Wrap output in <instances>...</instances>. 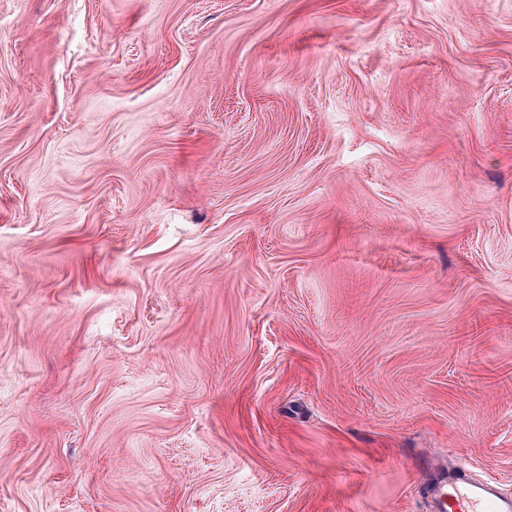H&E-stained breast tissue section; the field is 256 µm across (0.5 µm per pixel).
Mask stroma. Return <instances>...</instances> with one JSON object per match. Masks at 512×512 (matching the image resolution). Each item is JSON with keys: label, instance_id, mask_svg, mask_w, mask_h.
<instances>
[{"label": "stroma", "instance_id": "stroma-1", "mask_svg": "<svg viewBox=\"0 0 512 512\" xmlns=\"http://www.w3.org/2000/svg\"><path fill=\"white\" fill-rule=\"evenodd\" d=\"M512 497V0H0V512ZM441 512H511V498L498 497L489 484L470 481L465 475L440 481L434 490Z\"/></svg>", "mask_w": 512, "mask_h": 512}]
</instances>
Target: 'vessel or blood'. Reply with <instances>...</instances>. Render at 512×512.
I'll return each instance as SVG.
<instances>
[{"label":"vessel or blood","mask_w":512,"mask_h":512,"mask_svg":"<svg viewBox=\"0 0 512 512\" xmlns=\"http://www.w3.org/2000/svg\"><path fill=\"white\" fill-rule=\"evenodd\" d=\"M440 512H512V500L497 496L493 487L455 476L434 490Z\"/></svg>","instance_id":"1"}]
</instances>
